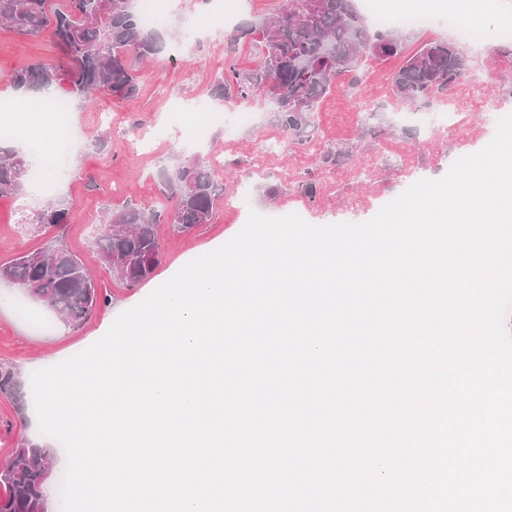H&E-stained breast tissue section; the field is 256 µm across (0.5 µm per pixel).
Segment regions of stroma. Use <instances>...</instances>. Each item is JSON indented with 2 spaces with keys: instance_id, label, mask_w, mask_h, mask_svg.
<instances>
[{
  "instance_id": "35a3bbf8",
  "label": "stroma",
  "mask_w": 512,
  "mask_h": 512,
  "mask_svg": "<svg viewBox=\"0 0 512 512\" xmlns=\"http://www.w3.org/2000/svg\"><path fill=\"white\" fill-rule=\"evenodd\" d=\"M273 4L274 0H244L235 14L213 17L203 25L199 0H168V19L158 29L163 48L141 68L138 96L121 100L102 91L89 106L74 100L76 151L67 172L52 179L47 190L26 185L21 195L27 200L25 208H18L15 197H0V264L44 248L55 235H62L68 249L91 269L104 299L82 326L75 327L29 300L17 285L0 281V368L19 372L23 395H31L35 371L91 346L121 312L191 260L232 239L250 211L271 217L297 211L312 224L367 221L384 200L394 199L418 180L442 178L456 159L486 147L495 134L491 112L512 113V42L500 36L501 27L512 25V0H505L502 11L492 15L474 42H457L444 15L430 31H399L409 49L428 41L457 42L465 81L422 106L428 113L447 114V125L401 120L408 107L395 98L391 85L398 59L368 60L362 65L364 83L352 92L335 84L309 125L295 136L294 149H265V141L284 135L275 106L258 96L227 101L215 97L214 90L228 76L227 60H234L241 72L256 67L257 47L248 42L234 45L230 39L240 24L263 20ZM54 57L50 32L26 39L0 27V100L20 97L10 82L19 64ZM200 101L227 111L256 113L258 121L229 137L222 127L207 126L194 144H186L182 129L199 124L201 115L194 107ZM329 150L340 158L326 166L321 158ZM191 153L206 159L223 157L224 167L217 175L234 205H219L211 223L188 235L159 225L158 266L148 280L126 287L97 256L95 240L104 212L129 199L159 201L160 170L173 168ZM307 182L315 183V196L304 193ZM50 202L63 203L71 212L64 232L36 221ZM38 319L49 320L51 331H37ZM23 436L44 438L53 459L46 512H61L58 488L67 467L64 447L53 437H42L34 409L18 413L14 403L0 395V459L8 457Z\"/></svg>"
}]
</instances>
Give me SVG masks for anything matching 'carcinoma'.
<instances>
[{
	"label": "carcinoma",
	"mask_w": 512,
	"mask_h": 512,
	"mask_svg": "<svg viewBox=\"0 0 512 512\" xmlns=\"http://www.w3.org/2000/svg\"><path fill=\"white\" fill-rule=\"evenodd\" d=\"M0 23L17 34L36 38L52 31L54 48L67 65L70 93L86 104L106 89L121 99L137 95L139 64L162 50L153 26L145 23L133 0H0ZM252 41L261 49L260 63L249 74L229 66L230 79L218 90L232 96L260 95L277 108L280 126L304 129L336 79L349 74L358 81L363 59L385 62L403 52L400 38L388 29L370 27L355 0H279L258 25L237 29L234 42ZM466 76L456 46L428 42L404 57L393 73L392 91L416 107L460 84ZM57 65L27 62L13 71L19 89L39 92L51 87ZM26 155L0 148V196L17 193L28 178ZM165 199L153 206L127 201L108 211L96 239L100 262L113 278L134 287L149 278L160 258L157 227L190 234L212 221L224 197V184L210 161L185 159L165 173ZM69 209H43L38 223L59 226ZM0 280L15 283L35 302L72 325L84 323L100 303L86 265L61 242L40 251L22 252L0 265ZM0 394L22 408L21 382L11 369L0 370ZM51 456L39 441L24 437L14 452L0 459V512H45L43 486Z\"/></svg>",
	"instance_id": "obj_1"
}]
</instances>
